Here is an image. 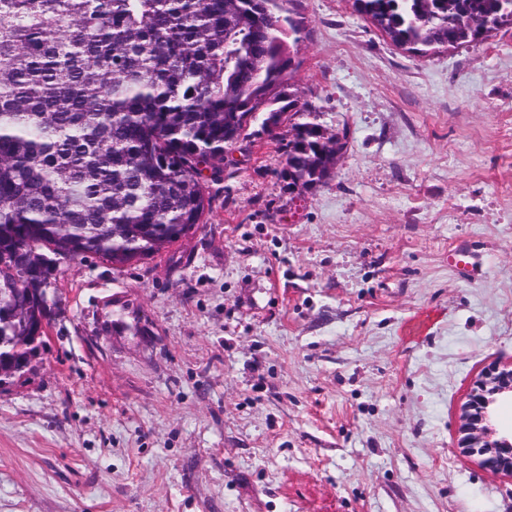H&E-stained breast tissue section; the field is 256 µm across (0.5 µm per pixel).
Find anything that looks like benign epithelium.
Returning a JSON list of instances; mask_svg holds the SVG:
<instances>
[{
    "instance_id": "7a95c632",
    "label": "benign epithelium",
    "mask_w": 512,
    "mask_h": 512,
    "mask_svg": "<svg viewBox=\"0 0 512 512\" xmlns=\"http://www.w3.org/2000/svg\"><path fill=\"white\" fill-rule=\"evenodd\" d=\"M512 404V364L493 363L474 382L460 408L458 449L478 456L480 466L512 475V430L498 425L499 409Z\"/></svg>"
}]
</instances>
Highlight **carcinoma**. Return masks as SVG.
Here are the masks:
<instances>
[{
    "label": "carcinoma",
    "instance_id": "obj_1",
    "mask_svg": "<svg viewBox=\"0 0 512 512\" xmlns=\"http://www.w3.org/2000/svg\"><path fill=\"white\" fill-rule=\"evenodd\" d=\"M270 0H0V370L34 356L60 264L126 265L201 223L249 119L291 115L288 177L322 182L346 148L285 91L291 18ZM413 50L512 25V0H354ZM210 175H205V172Z\"/></svg>",
    "mask_w": 512,
    "mask_h": 512
}]
</instances>
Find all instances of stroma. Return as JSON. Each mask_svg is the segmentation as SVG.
I'll return each mask as SVG.
<instances>
[{
	"mask_svg": "<svg viewBox=\"0 0 512 512\" xmlns=\"http://www.w3.org/2000/svg\"><path fill=\"white\" fill-rule=\"evenodd\" d=\"M273 10L346 151L294 186L288 122L254 121L196 232L62 264L0 384V512H512V477L455 450L512 362V27L422 54L352 0Z\"/></svg>",
	"mask_w": 512,
	"mask_h": 512,
	"instance_id": "obj_1",
	"label": "stroma"
}]
</instances>
